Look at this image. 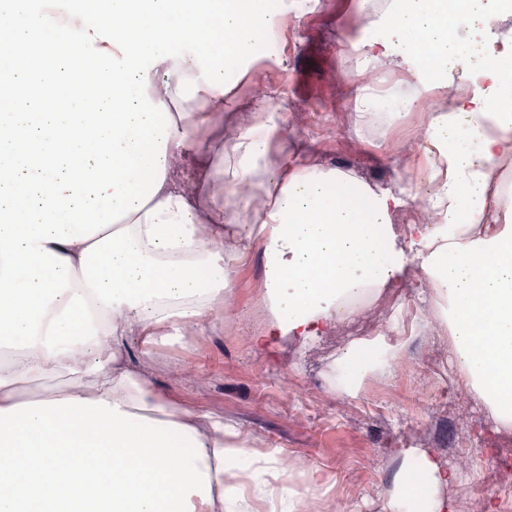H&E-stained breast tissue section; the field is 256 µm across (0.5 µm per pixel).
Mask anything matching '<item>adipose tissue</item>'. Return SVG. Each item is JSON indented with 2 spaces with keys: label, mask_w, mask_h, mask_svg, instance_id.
<instances>
[{
  "label": "adipose tissue",
  "mask_w": 512,
  "mask_h": 512,
  "mask_svg": "<svg viewBox=\"0 0 512 512\" xmlns=\"http://www.w3.org/2000/svg\"><path fill=\"white\" fill-rule=\"evenodd\" d=\"M276 21L266 0H0V512H251L268 489L225 487L247 454L233 432L179 417L103 346L200 326L224 297L228 232L263 248L272 337L315 339L401 272L378 235L389 195L339 171L284 172L250 193L269 155L262 102H239L208 188L212 146L192 130L223 104L225 65L251 58ZM382 23L389 37L365 43V62L413 60L447 83L461 46L448 0H393ZM464 78L430 139L447 148L467 123L480 158L449 155L431 202L471 227L482 214L466 200L512 157V76ZM188 96L198 111H182ZM483 226L466 241L417 227L419 259L466 384L512 429V225ZM91 353L86 388L24 399L34 378ZM456 479L415 449L394 497L403 512H454L441 490Z\"/></svg>",
  "instance_id": "obj_1"
}]
</instances>
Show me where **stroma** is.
Segmentation results:
<instances>
[{
	"instance_id": "stroma-1",
	"label": "stroma",
	"mask_w": 512,
	"mask_h": 512,
	"mask_svg": "<svg viewBox=\"0 0 512 512\" xmlns=\"http://www.w3.org/2000/svg\"><path fill=\"white\" fill-rule=\"evenodd\" d=\"M284 2L289 9L278 26V48L258 43L227 81L223 109L195 135L232 140L235 101L261 98L277 124L269 138L272 167L338 170L398 198L391 219L403 250L398 283L406 299L398 301L390 288L366 298L317 341L287 336L258 345L269 311L265 259L255 243L244 256H231L227 300L213 304L204 333L153 342L133 332L115 353L132 370L145 371L153 392L173 406L223 418L248 454L278 451L286 473L270 479L274 493L255 512H288L292 489L308 492L310 512H332L339 503L354 512H384L415 448L457 473L447 490L456 512H486L489 495L498 512H512V471L488 464L493 452L512 456V431L498 430L466 385L442 308L423 290L428 278L406 230L433 214L418 183L436 174L430 124L472 62L462 56L460 71L442 87H427L410 63L386 61L367 75L358 47L386 31L358 0H268L274 10ZM370 79L393 103L374 120L354 101L356 87ZM362 328L377 333L374 355L365 372H343L339 360L363 344ZM315 469L323 479L314 486Z\"/></svg>"
}]
</instances>
